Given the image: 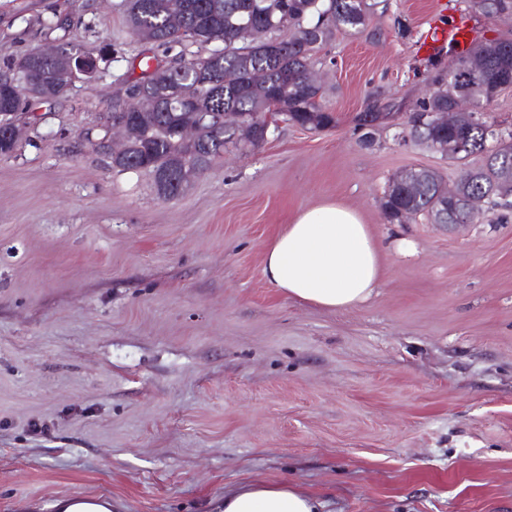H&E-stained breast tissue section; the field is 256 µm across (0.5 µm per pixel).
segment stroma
Here are the masks:
<instances>
[{
	"instance_id": "1",
	"label": "stroma",
	"mask_w": 512,
	"mask_h": 512,
	"mask_svg": "<svg viewBox=\"0 0 512 512\" xmlns=\"http://www.w3.org/2000/svg\"><path fill=\"white\" fill-rule=\"evenodd\" d=\"M314 68L336 116L227 144L183 196L113 169L86 140L143 57L121 0H0V52L82 46L95 81L32 103L0 157V512L76 494L122 512H209L287 482L329 512H512V210L456 230L393 223V174L462 168L403 140L363 142L370 92L424 96L429 23L462 0H377ZM327 202L379 246L372 295L288 298L264 272L285 224Z\"/></svg>"
}]
</instances>
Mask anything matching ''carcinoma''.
<instances>
[{
	"label": "carcinoma",
	"instance_id": "1",
	"mask_svg": "<svg viewBox=\"0 0 512 512\" xmlns=\"http://www.w3.org/2000/svg\"><path fill=\"white\" fill-rule=\"evenodd\" d=\"M184 13L178 27L168 20V0H123L127 25L153 31L158 46L172 48L184 41L197 46L188 58L181 53L173 64L146 69L128 88L173 89L198 99L200 112L176 109L162 102L143 112H119L112 105L108 119L126 123L131 129L123 156L112 159V167L124 172L149 173L158 196L173 200L181 196L203 174L224 145L235 136L231 120L249 124L247 141L264 142L267 114L273 121L289 122L308 130L335 125L336 120L322 102L310 100L306 71L317 46L329 41L338 30L361 33L373 12L372 0H183ZM467 9L512 23V0H465ZM250 28L257 38L245 43L240 30ZM289 29L281 39L278 32ZM456 60L481 64L467 86L477 88L481 105L490 103L491 91L503 83L512 85V39H479ZM40 80L46 100L62 96L66 82L54 61L32 55L29 68L7 59L0 77L11 84L0 85V156L15 149L10 127L20 119L28 104L21 99L27 86V71ZM430 95L393 108L395 112L448 111V89L458 85V75L435 65ZM486 121L463 120L456 126L438 127L425 121L416 127V144L454 161L464 155L448 152V145L463 139L470 154L484 155L485 163L448 187L441 175L429 168H409L389 179L380 207L391 222L422 215L433 224H476L485 213H471L463 203L474 195L486 197L491 207L512 208L509 197L494 185L512 178V128L499 130L497 137L485 136Z\"/></svg>",
	"mask_w": 512,
	"mask_h": 512
}]
</instances>
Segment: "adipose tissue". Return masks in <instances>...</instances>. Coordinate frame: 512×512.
I'll list each match as a JSON object with an SVG mask.
<instances>
[{
	"label": "adipose tissue",
	"instance_id": "adipose-tissue-1",
	"mask_svg": "<svg viewBox=\"0 0 512 512\" xmlns=\"http://www.w3.org/2000/svg\"><path fill=\"white\" fill-rule=\"evenodd\" d=\"M271 284L294 300L350 308L378 283V248L355 212L328 203L297 213L265 253ZM323 501L285 483H253L225 496L215 512H323Z\"/></svg>",
	"mask_w": 512,
	"mask_h": 512
}]
</instances>
